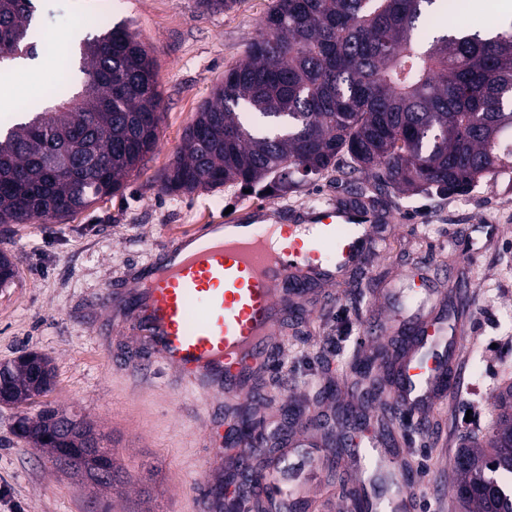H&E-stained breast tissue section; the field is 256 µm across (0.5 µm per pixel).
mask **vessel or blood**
<instances>
[{
  "instance_id": "1",
  "label": "vessel or blood",
  "mask_w": 512,
  "mask_h": 512,
  "mask_svg": "<svg viewBox=\"0 0 512 512\" xmlns=\"http://www.w3.org/2000/svg\"><path fill=\"white\" fill-rule=\"evenodd\" d=\"M269 218V209H255L239 223L221 225L213 238L168 241L126 283L137 341L199 390L223 396L228 415L271 363L267 347L280 332L291 285L336 282L376 251L370 215L352 204L311 207L281 224ZM431 308L426 301L419 309L409 351L383 346V366L395 378L393 401L412 416L461 384L455 354L467 327L454 317H432ZM442 346L450 352L448 361L428 357V349ZM357 439L367 453L407 456L391 434L363 428ZM276 482L271 473L251 478L235 499H261L268 512H289V497L271 493Z\"/></svg>"
}]
</instances>
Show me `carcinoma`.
<instances>
[{"mask_svg":"<svg viewBox=\"0 0 512 512\" xmlns=\"http://www.w3.org/2000/svg\"><path fill=\"white\" fill-rule=\"evenodd\" d=\"M238 0H197L207 13ZM437 0H272L244 59L185 129L161 175L168 193L222 188L281 197L329 172L377 189L467 194L512 173V24L492 31L432 24ZM34 0H0V59L57 60ZM57 94L0 127V224L65 223L120 191L154 151L161 120L155 60L124 24L73 42ZM17 262L0 251V287ZM51 361L0 363V398L48 395ZM485 444L453 460L463 512H512V385L494 398ZM51 406L19 417L17 435L55 465L92 452L112 460L83 416L60 431Z\"/></svg>","mask_w":512,"mask_h":512,"instance_id":"obj_1","label":"carcinoma"}]
</instances>
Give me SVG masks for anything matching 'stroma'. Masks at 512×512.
<instances>
[{
  "instance_id": "1",
  "label": "stroma",
  "mask_w": 512,
  "mask_h": 512,
  "mask_svg": "<svg viewBox=\"0 0 512 512\" xmlns=\"http://www.w3.org/2000/svg\"><path fill=\"white\" fill-rule=\"evenodd\" d=\"M270 3L239 0L232 10L203 14L196 0H35L36 25L59 38L82 19L92 34L120 22L135 31L156 60L162 122L157 148L111 199L63 224H0V250L19 260L14 282L0 288V362L36 352L56 371L46 400L0 406V512H193L195 501L218 499L231 471L217 451L239 443L235 428L224 423L223 398L201 393L157 363L141 371L131 359L132 336L113 327L115 316L131 318V307L111 313L97 298L164 243L226 214L263 206L286 214L336 201L368 208L384 244L345 280L302 298L307 317L286 323L277 368L242 405L260 434L259 459L283 454L271 440L283 426L285 405L299 407L297 425L310 432L342 427L346 416L332 390L338 385L362 399L368 383L353 367L376 356L361 343L368 329L381 328L393 310L412 315L417 303L409 295L417 283L436 289L452 283L472 299L459 354L468 391L450 394L421 422L386 426L410 449L406 486L417 512H461L448 461L459 448L489 437L497 417L491 395L512 384V176L481 181L462 196L379 193L371 180L332 175L266 200L220 188L171 194L161 187L159 176L174 161L185 128L225 69L241 59ZM55 79L52 66L34 80L10 77V95L0 94V122L19 115V102L41 100ZM391 288L402 290V299L388 296ZM47 402L92 421L131 475L155 467L153 500L140 503L134 484L119 495L93 488L18 438L16 415H36ZM323 453L325 484L318 495L301 490L295 470L281 473L277 489L293 492L300 512H329L358 468L346 447Z\"/></svg>"
}]
</instances>
